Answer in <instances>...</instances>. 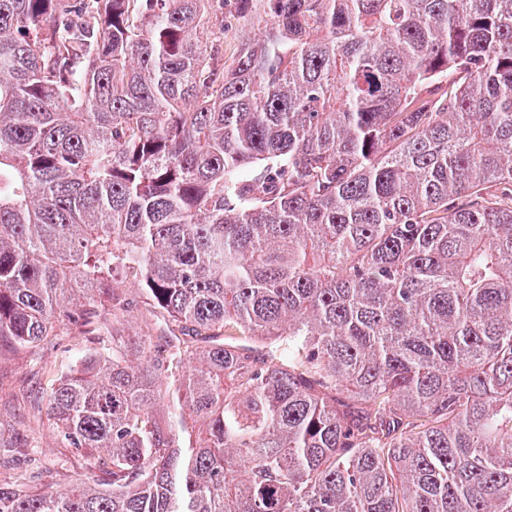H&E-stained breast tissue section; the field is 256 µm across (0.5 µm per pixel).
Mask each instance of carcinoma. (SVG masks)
Segmentation results:
<instances>
[{"mask_svg": "<svg viewBox=\"0 0 512 512\" xmlns=\"http://www.w3.org/2000/svg\"><path fill=\"white\" fill-rule=\"evenodd\" d=\"M233 6L226 61L210 0H0V343L119 269L224 337L76 365L46 417L112 483L0 512H512V0Z\"/></svg>", "mask_w": 512, "mask_h": 512, "instance_id": "obj_1", "label": "carcinoma"}]
</instances>
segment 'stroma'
Masks as SVG:
<instances>
[{
	"label": "stroma",
	"mask_w": 512,
	"mask_h": 512,
	"mask_svg": "<svg viewBox=\"0 0 512 512\" xmlns=\"http://www.w3.org/2000/svg\"><path fill=\"white\" fill-rule=\"evenodd\" d=\"M121 298L124 318L119 335L157 336L165 331L162 313L142 295L137 279L126 278ZM100 315L83 336L61 330L33 347L0 346V481H13L18 463L28 458L33 461L26 472L30 486L51 484L64 489L85 476L106 481L93 459L60 447L48 421H36L32 409L33 401L78 358L111 348L112 338L104 323L109 312L104 309Z\"/></svg>",
	"instance_id": "1"
}]
</instances>
